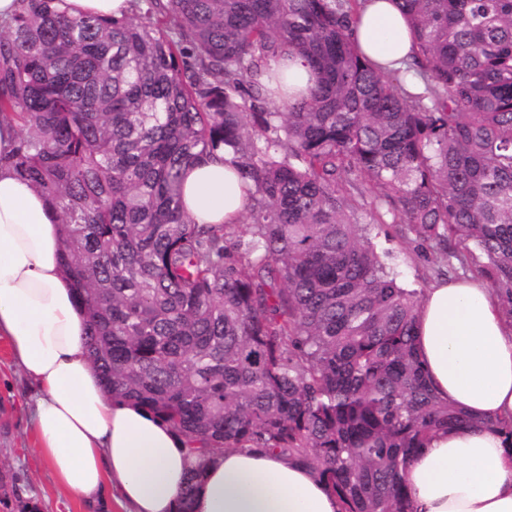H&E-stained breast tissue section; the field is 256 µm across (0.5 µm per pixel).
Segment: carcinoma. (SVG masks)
I'll return each instance as SVG.
<instances>
[{"label": "carcinoma", "mask_w": 512, "mask_h": 512, "mask_svg": "<svg viewBox=\"0 0 512 512\" xmlns=\"http://www.w3.org/2000/svg\"><path fill=\"white\" fill-rule=\"evenodd\" d=\"M16 2L0 123L19 137L0 166L60 214L112 396L203 460L301 462L343 512H412L407 460L441 431L495 429L512 452V418H473L430 388L422 292L372 236L393 216L437 276L481 277L512 321V0H398L415 93L355 50L358 0H135L117 20ZM285 53L315 87L247 111ZM220 152L250 186L247 222L192 224L183 172Z\"/></svg>", "instance_id": "obj_1"}]
</instances>
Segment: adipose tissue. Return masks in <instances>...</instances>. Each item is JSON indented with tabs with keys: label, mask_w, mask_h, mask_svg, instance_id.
Masks as SVG:
<instances>
[{
	"label": "adipose tissue",
	"mask_w": 512,
	"mask_h": 512,
	"mask_svg": "<svg viewBox=\"0 0 512 512\" xmlns=\"http://www.w3.org/2000/svg\"><path fill=\"white\" fill-rule=\"evenodd\" d=\"M356 50L387 72L416 48L395 0H361ZM248 188L230 155L184 172L194 224L239 223ZM57 212L30 182L0 167V338L30 385L35 452L56 483L87 506L178 512L197 459L152 411L111 397L89 360L87 317L61 260ZM416 346L440 400L475 418L512 417V322L486 282L440 281L423 295ZM414 512H512V457L500 434H437L405 468ZM190 512H341L338 497L303 464L228 448L205 466Z\"/></svg>",
	"instance_id": "ef3b65f1"
}]
</instances>
